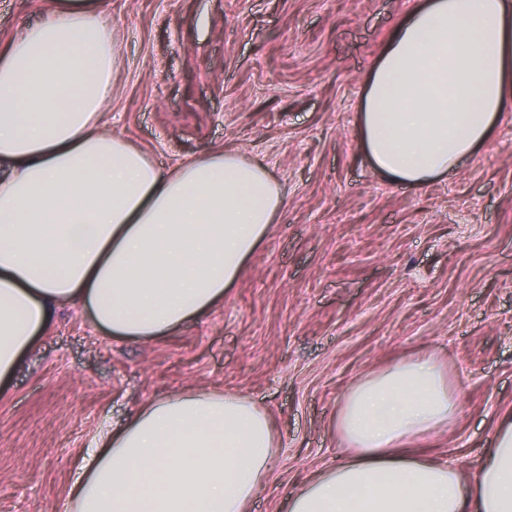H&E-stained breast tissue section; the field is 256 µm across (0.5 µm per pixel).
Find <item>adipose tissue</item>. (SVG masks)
Wrapping results in <instances>:
<instances>
[{
  "instance_id": "adipose-tissue-1",
  "label": "adipose tissue",
  "mask_w": 512,
  "mask_h": 512,
  "mask_svg": "<svg viewBox=\"0 0 512 512\" xmlns=\"http://www.w3.org/2000/svg\"><path fill=\"white\" fill-rule=\"evenodd\" d=\"M112 33L62 0L0 47V380L80 305L117 340L151 341L223 301L281 205L259 162L224 151L164 171L100 130ZM358 124L371 166L410 187L442 178L512 112V0H422L365 79ZM458 400L431 356L371 372L343 396L347 457L314 472L288 512H512V414L473 476L409 451ZM249 399L183 392L94 438L62 512H246L277 453Z\"/></svg>"
}]
</instances>
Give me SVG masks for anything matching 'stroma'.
<instances>
[{
  "instance_id": "obj_1",
  "label": "stroma",
  "mask_w": 512,
  "mask_h": 512,
  "mask_svg": "<svg viewBox=\"0 0 512 512\" xmlns=\"http://www.w3.org/2000/svg\"><path fill=\"white\" fill-rule=\"evenodd\" d=\"M57 0H0V43ZM418 0H91L118 72L104 133L163 170L219 151L281 189L269 232L206 317L115 341L74 303L0 385V512H60L104 427L187 389L244 396L278 452L249 512H285L343 459L334 420L364 375L431 354L457 418L422 453L473 468L512 411V113L448 178H382L359 145L364 77Z\"/></svg>"
}]
</instances>
